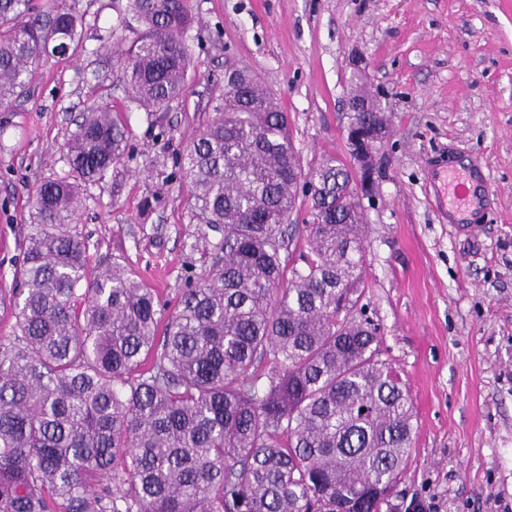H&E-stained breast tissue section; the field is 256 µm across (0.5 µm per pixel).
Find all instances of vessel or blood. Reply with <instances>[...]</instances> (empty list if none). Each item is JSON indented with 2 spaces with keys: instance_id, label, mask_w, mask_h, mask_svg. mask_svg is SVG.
Listing matches in <instances>:
<instances>
[{
  "instance_id": "vessel-or-blood-1",
  "label": "vessel or blood",
  "mask_w": 512,
  "mask_h": 512,
  "mask_svg": "<svg viewBox=\"0 0 512 512\" xmlns=\"http://www.w3.org/2000/svg\"><path fill=\"white\" fill-rule=\"evenodd\" d=\"M429 182L455 224H476L483 217L489 187L481 171L463 159H441L429 170Z\"/></svg>"
}]
</instances>
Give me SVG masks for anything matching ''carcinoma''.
<instances>
[{"label":"carcinoma","mask_w":512,"mask_h":512,"mask_svg":"<svg viewBox=\"0 0 512 512\" xmlns=\"http://www.w3.org/2000/svg\"><path fill=\"white\" fill-rule=\"evenodd\" d=\"M128 103L162 112L192 55L188 0H127L105 43ZM66 0H0V107L49 57L82 49ZM180 156L188 216L208 269L168 312L114 262L91 267L84 187L128 152L122 121L90 106L67 139L68 170L36 185L21 242L13 334L0 336V512H382L407 463L414 414L352 314L364 269L358 172L334 156L303 168L274 94L247 67L208 101ZM353 122L384 142L380 106ZM315 182L300 195L301 179ZM303 198L307 253L291 268Z\"/></svg>","instance_id":"1"}]
</instances>
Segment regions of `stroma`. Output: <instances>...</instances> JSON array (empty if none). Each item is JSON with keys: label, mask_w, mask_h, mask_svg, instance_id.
Returning <instances> with one entry per match:
<instances>
[{"label": "stroma", "mask_w": 512, "mask_h": 512, "mask_svg": "<svg viewBox=\"0 0 512 512\" xmlns=\"http://www.w3.org/2000/svg\"><path fill=\"white\" fill-rule=\"evenodd\" d=\"M67 2L86 18V52L44 63L0 108V293L33 222L29 192L64 171L88 106L119 111L130 149L87 187L78 227L91 261L125 265L169 305L204 268L175 163L225 70L248 67L277 94L305 165L348 160L347 104L362 85L389 135L363 211L359 304L415 412L396 491L419 512H512V0H189L194 68L156 115L128 109L100 46L126 0ZM452 149L483 166L492 193L469 233L440 218L426 183Z\"/></svg>", "instance_id": "obj_1"}]
</instances>
